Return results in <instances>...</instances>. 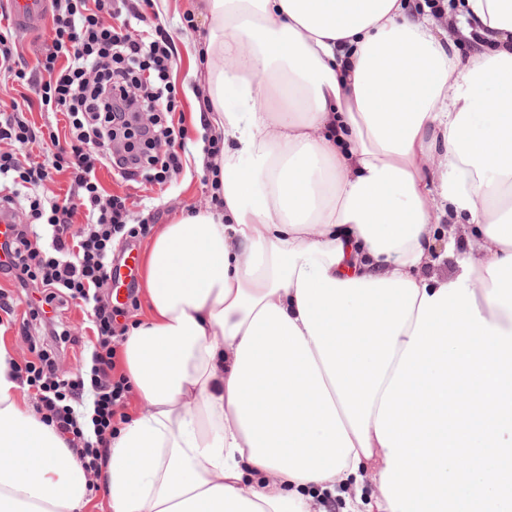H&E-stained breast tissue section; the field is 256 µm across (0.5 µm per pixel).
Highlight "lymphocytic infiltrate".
Returning <instances> with one entry per match:
<instances>
[{"mask_svg":"<svg viewBox=\"0 0 512 512\" xmlns=\"http://www.w3.org/2000/svg\"><path fill=\"white\" fill-rule=\"evenodd\" d=\"M171 35L148 20L136 0H53L51 42L41 51L43 78L35 97L13 103L0 114V179L10 180L9 207L23 205L28 220L11 226L0 242V273L16 287L33 288L20 328L39 324L53 347H39L19 372L40 401L45 422L78 450L86 471L99 473L116 432V418L130 386L113 377L114 340L124 335L122 308L102 299L117 244L146 237L147 222H132L124 197L108 194L97 169L110 164L127 180L162 184L183 169L187 132L168 123L179 108ZM39 105L62 114L63 130H43L25 116ZM127 142L113 154V140ZM38 147L45 162L24 159L22 149ZM69 172L73 187L62 199L42 194L53 173ZM85 221L75 224L76 214ZM65 299L86 313L83 326L96 342L91 367L74 379L59 377L55 362L72 333L48 308Z\"/></svg>","mask_w":512,"mask_h":512,"instance_id":"lymphocytic-infiltrate-1","label":"lymphocytic infiltrate"}]
</instances>
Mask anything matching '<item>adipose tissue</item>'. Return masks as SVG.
<instances>
[{
	"mask_svg": "<svg viewBox=\"0 0 512 512\" xmlns=\"http://www.w3.org/2000/svg\"><path fill=\"white\" fill-rule=\"evenodd\" d=\"M186 9L224 204L152 242L112 512H512V0ZM444 221L480 255L448 234L438 276ZM16 365L0 344V512H84Z\"/></svg>",
	"mask_w": 512,
	"mask_h": 512,
	"instance_id": "adipose-tissue-1",
	"label": "adipose tissue"
}]
</instances>
